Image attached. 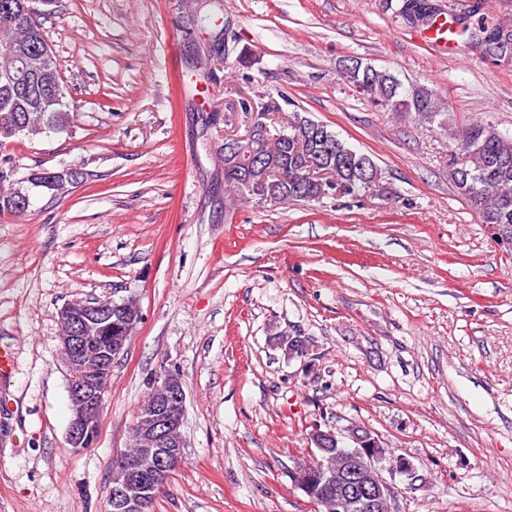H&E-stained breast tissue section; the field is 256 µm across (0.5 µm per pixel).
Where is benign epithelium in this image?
<instances>
[{"label": "benign epithelium", "mask_w": 512, "mask_h": 512, "mask_svg": "<svg viewBox=\"0 0 512 512\" xmlns=\"http://www.w3.org/2000/svg\"><path fill=\"white\" fill-rule=\"evenodd\" d=\"M0 56L18 62L15 69L20 72V84L34 77L30 73L21 47L8 41H0ZM267 123L254 113L248 118V129L243 139H260L265 135ZM281 173L265 164H243L240 177L249 186L260 187V199L269 202L272 195L265 191L267 182ZM112 319V304L106 300L88 303L80 307L69 302L59 311L63 324L59 334L61 351L65 354L70 369L68 393L71 419L67 444L71 448H91L99 433V414L103 408L107 387L103 379L112 375V363L126 350L125 343H113L105 348L96 344L92 332L97 326ZM151 420V429L138 436L142 448L134 458L123 457L120 466L124 472L123 486H129L140 469L142 461L157 448L171 449L170 458L177 466L182 461L186 442L182 428L174 424L175 418H184L186 397L182 387L168 384L162 394L152 399L145 408ZM355 447L347 448L344 461L332 471L323 463H311L298 467L292 474L293 482L308 498L311 505L321 498L331 499L336 512H349L356 508L360 512H391V502L396 497L395 486L382 476L384 456L379 450V438L371 433L350 429ZM310 446L315 449L332 448L338 443V433L317 423L309 434ZM389 470L406 477L409 484L423 480L417 468L406 458H398Z\"/></svg>", "instance_id": "7a95c632"}]
</instances>
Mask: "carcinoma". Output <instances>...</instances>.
<instances>
[{
    "label": "carcinoma",
    "mask_w": 512,
    "mask_h": 512,
    "mask_svg": "<svg viewBox=\"0 0 512 512\" xmlns=\"http://www.w3.org/2000/svg\"><path fill=\"white\" fill-rule=\"evenodd\" d=\"M34 0H0V40H23L27 50L38 56L40 79L22 94L0 95V145L12 138H33L48 133H61L68 124L67 87L48 45L45 30L38 25L22 27L21 4ZM220 4L216 0L202 3L195 14L198 25L218 17ZM448 29L462 43L471 42L476 28L467 20L448 16ZM485 45V54L500 57L508 43L512 50V30L497 25ZM352 83L367 93L371 102L384 111L413 112L419 119L443 129L447 113L441 111L438 98L424 87L401 91L398 78L387 70H379L360 61H352L346 69ZM252 150L276 161L288 179L274 188L276 202L303 200L307 195L340 192L357 198L379 181L380 172L372 158L360 153L326 125L295 110L288 120L279 123L268 119L265 138L255 141ZM450 177L460 196L468 203L482 224H498L512 236V135H506L492 123L476 120L461 128L455 137V150L448 159ZM330 172L321 177L319 173ZM77 180L53 178L40 185L52 199L67 195ZM224 190L244 200L252 198L251 189L239 178L238 165L224 157ZM21 193L18 181L0 176V212L22 214L14 200Z\"/></svg>",
    "instance_id": "obj_1"
}]
</instances>
